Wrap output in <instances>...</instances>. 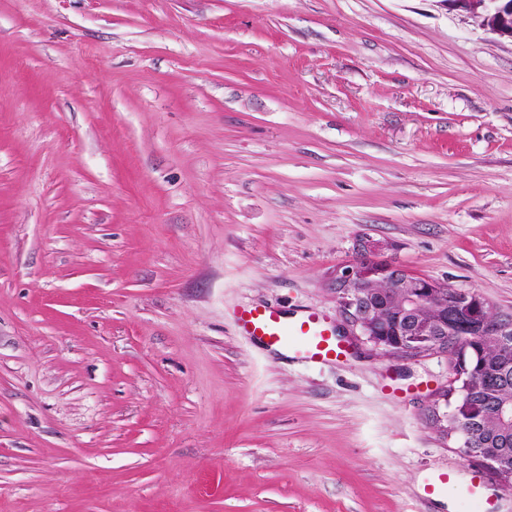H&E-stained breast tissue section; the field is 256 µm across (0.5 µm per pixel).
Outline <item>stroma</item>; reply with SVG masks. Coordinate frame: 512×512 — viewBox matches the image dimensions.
Masks as SVG:
<instances>
[{
  "label": "stroma",
  "mask_w": 512,
  "mask_h": 512,
  "mask_svg": "<svg viewBox=\"0 0 512 512\" xmlns=\"http://www.w3.org/2000/svg\"><path fill=\"white\" fill-rule=\"evenodd\" d=\"M364 238L512 312V40L443 0H0V512H478L447 356L239 333L340 324ZM240 335L268 348L282 349L294 357L318 361L345 351L325 318L308 313L286 322L272 309H243L237 318Z\"/></svg>",
  "instance_id": "1"
}]
</instances>
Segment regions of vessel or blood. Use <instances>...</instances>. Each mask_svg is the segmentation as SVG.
Returning <instances> with one entry per match:
<instances>
[{
	"label": "vessel or blood",
	"instance_id": "obj_1",
	"mask_svg": "<svg viewBox=\"0 0 512 512\" xmlns=\"http://www.w3.org/2000/svg\"><path fill=\"white\" fill-rule=\"evenodd\" d=\"M237 323L241 335L303 360H325L344 351L342 340L336 337L326 319L315 313L287 321L278 311L250 308L239 313Z\"/></svg>",
	"mask_w": 512,
	"mask_h": 512
}]
</instances>
